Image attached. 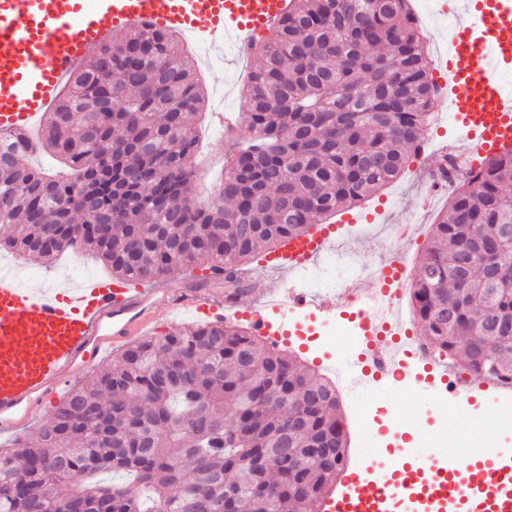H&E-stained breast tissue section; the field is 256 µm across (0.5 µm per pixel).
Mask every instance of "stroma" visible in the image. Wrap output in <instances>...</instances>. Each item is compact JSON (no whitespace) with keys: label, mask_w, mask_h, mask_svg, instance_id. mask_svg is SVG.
Masks as SVG:
<instances>
[{"label":"stroma","mask_w":512,"mask_h":512,"mask_svg":"<svg viewBox=\"0 0 512 512\" xmlns=\"http://www.w3.org/2000/svg\"><path fill=\"white\" fill-rule=\"evenodd\" d=\"M410 8L424 38L427 53L449 41L455 31L456 15L444 12L434 15L424 0H410ZM198 75L206 88V111L194 121L197 135L196 162L198 178L193 186L197 199L205 200L217 191L224 172L228 152L223 128L214 125L211 114L217 107L232 111L240 109V94L248 80L250 64L238 63L235 52L218 54L207 44L190 49ZM433 192L434 204L429 211L416 208V198ZM447 190H433L427 171L421 162L409 160L401 177L352 207L355 215L372 214L368 227H345L336 246L337 251L357 254L362 260L384 263L391 257L395 245L389 229L395 224L417 225V239L404 250L409 273H416L417 258L426 243L432 224L444 209ZM0 255L12 259L22 271L24 283L32 288L59 283L61 279L80 282L88 278H106L110 272L90 251L78 248L54 260H40L12 249L0 248ZM357 346L348 336L329 341L321 334V323L303 320L296 334L281 342V349L294 358L315 368L318 374L330 376V366L346 361ZM341 415L349 437L348 466L360 465L363 457L380 461L387 448H416L418 453H433L445 458H463L471 454L475 444L494 448H512V406L490 403L479 406H456L440 403L435 392L409 384L397 386L386 382L364 388L340 391ZM455 416L458 423L442 429L446 416Z\"/></svg>","instance_id":"stroma-1"}]
</instances>
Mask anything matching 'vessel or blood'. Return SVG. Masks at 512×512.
<instances>
[{
	"instance_id": "1",
	"label": "vessel or blood",
	"mask_w": 512,
	"mask_h": 512,
	"mask_svg": "<svg viewBox=\"0 0 512 512\" xmlns=\"http://www.w3.org/2000/svg\"><path fill=\"white\" fill-rule=\"evenodd\" d=\"M289 0H0V134L28 133L61 98L72 74L116 32L134 26L174 32L190 41L223 47L233 40L250 54L288 9ZM467 21L439 53L440 87L464 144L447 148L468 166L512 146V94L499 74L512 71V0H465ZM335 225L318 224L266 254L264 265L289 274L321 256ZM401 254L387 260L371 288H348L333 296L310 297L299 289L270 293L243 306L224 290V275L207 285L176 289L132 286L91 279L75 289L26 288L0 276V434H15L43 419L47 406L71 381L102 362L111 350L144 336L161 317L182 312L215 319L247 316L259 336L283 338L284 318H314L354 312L360 298L387 299L383 315H363L353 376L360 385L412 379L401 345L402 322L394 287L409 284ZM462 404L499 401L483 380L445 388ZM482 485L466 484L439 461L418 467L372 466L353 470L343 492L326 512H512V458L480 459Z\"/></svg>"
}]
</instances>
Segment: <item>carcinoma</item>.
Returning a JSON list of instances; mask_svg holds the SVG:
<instances>
[{"mask_svg": "<svg viewBox=\"0 0 512 512\" xmlns=\"http://www.w3.org/2000/svg\"><path fill=\"white\" fill-rule=\"evenodd\" d=\"M253 51L251 136L198 201L192 119L205 96L180 41L115 35L42 126L41 147L71 176L20 163L30 135L0 138V244L52 259L79 243L134 283L220 269L241 294L247 264L418 154L439 95L407 0H291ZM141 142L147 154L130 161ZM410 298L429 348L512 387V149L449 185ZM347 447L336 388L316 370L237 324L177 327L123 349L8 452L0 512H224L257 493L263 512H318Z\"/></svg>", "mask_w": 512, "mask_h": 512, "instance_id": "1", "label": "carcinoma"}]
</instances>
